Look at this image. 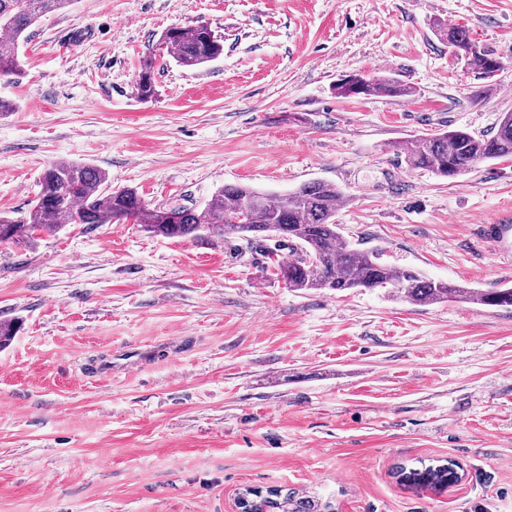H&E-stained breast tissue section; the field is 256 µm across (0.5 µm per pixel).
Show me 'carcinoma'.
<instances>
[{
  "label": "carcinoma",
  "instance_id": "obj_1",
  "mask_svg": "<svg viewBox=\"0 0 512 512\" xmlns=\"http://www.w3.org/2000/svg\"><path fill=\"white\" fill-rule=\"evenodd\" d=\"M74 0H0V76L21 71L20 41L42 16L68 8ZM437 35L455 51L456 58L475 74H493V53L479 48L461 26L436 23ZM167 56L182 67L210 62L223 52L221 40L204 24L173 27L162 37ZM157 58L141 60L137 94L148 99L155 94ZM334 91L340 98L413 95L411 87L393 77L359 76L355 89L338 79ZM404 162L412 170H425L448 180L456 179L479 164L512 157V112L501 115L495 130L486 136L454 129L420 136L403 148ZM40 191L29 215L0 216V246L31 242L46 230L68 224H110L132 219L149 232L167 238L202 239L206 236H236L247 242L266 237L287 242L296 258L278 264L277 274L296 291L327 288L344 291L392 286L390 294L415 305H431L453 298L475 304L512 309V287L466 291L445 281L382 261L377 251L353 246L339 232L336 212L346 195L322 180L305 182L283 194L270 195L247 185H224L202 210L175 204L149 208L132 188L112 189L107 173L95 166L59 160L39 179ZM247 211V223L226 224L224 217ZM332 502L318 496H297L274 488L255 496L250 512H326Z\"/></svg>",
  "mask_w": 512,
  "mask_h": 512
}]
</instances>
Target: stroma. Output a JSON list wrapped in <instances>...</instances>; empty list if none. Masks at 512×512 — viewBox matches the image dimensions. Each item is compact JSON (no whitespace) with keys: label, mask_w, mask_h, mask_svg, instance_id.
<instances>
[{"label":"stroma","mask_w":512,"mask_h":512,"mask_svg":"<svg viewBox=\"0 0 512 512\" xmlns=\"http://www.w3.org/2000/svg\"><path fill=\"white\" fill-rule=\"evenodd\" d=\"M501 58L463 68L433 21ZM223 53L156 70L169 28ZM0 78V212L28 214L40 173L106 170L151 206L203 208L226 184L322 180L357 248L425 277L512 286V255L474 227L512 218V158L444 180L399 144L481 136L512 112V0H74L42 17ZM389 75L406 98L334 92ZM237 237L169 239L131 220L70 224L0 248V512H238L248 487L342 512H512V311L414 305L381 289L296 291ZM184 342L178 354L168 343ZM153 348L129 372L100 373ZM455 465L459 483L427 482ZM156 65L155 54H149L141 60L137 94L142 99L151 98L155 94L154 70Z\"/></svg>","instance_id":"obj_1"}]
</instances>
